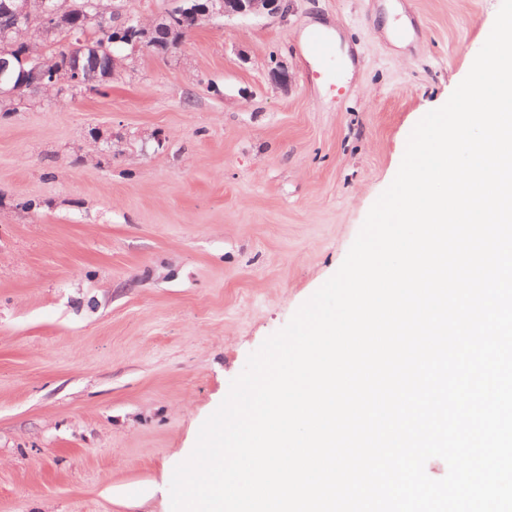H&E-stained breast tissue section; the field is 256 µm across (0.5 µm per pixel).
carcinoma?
I'll list each match as a JSON object with an SVG mask.
<instances>
[{"label": "carcinoma", "mask_w": 512, "mask_h": 512, "mask_svg": "<svg viewBox=\"0 0 512 512\" xmlns=\"http://www.w3.org/2000/svg\"><path fill=\"white\" fill-rule=\"evenodd\" d=\"M92 2L100 15L99 29L92 30V42L82 43L74 38L64 44L62 40L66 39L68 31L63 30L56 38L59 43L56 49L47 45L38 32L40 0H31L30 17L26 23L18 21L12 10L0 7V33H9L16 51L32 54L44 62V68L36 72L29 71L28 83H36L42 86V91L59 96V88L67 76L65 61L68 59L81 63V82L85 86H103L112 80V76L118 71V68L112 66V56L120 55L118 46L112 44V0ZM190 32L192 26L180 24L172 29L171 34H161V38L175 52L183 45Z\"/></svg>", "instance_id": "carcinoma-1"}]
</instances>
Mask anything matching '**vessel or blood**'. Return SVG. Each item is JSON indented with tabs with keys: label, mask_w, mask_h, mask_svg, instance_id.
Masks as SVG:
<instances>
[{
	"label": "vessel or blood",
	"mask_w": 512,
	"mask_h": 512,
	"mask_svg": "<svg viewBox=\"0 0 512 512\" xmlns=\"http://www.w3.org/2000/svg\"><path fill=\"white\" fill-rule=\"evenodd\" d=\"M303 50L312 62L309 82L326 86L338 97H346L350 88L344 82L341 69L352 59V51L339 46L335 36L323 30L312 31L303 42Z\"/></svg>",
	"instance_id": "vessel-or-blood-1"
}]
</instances>
